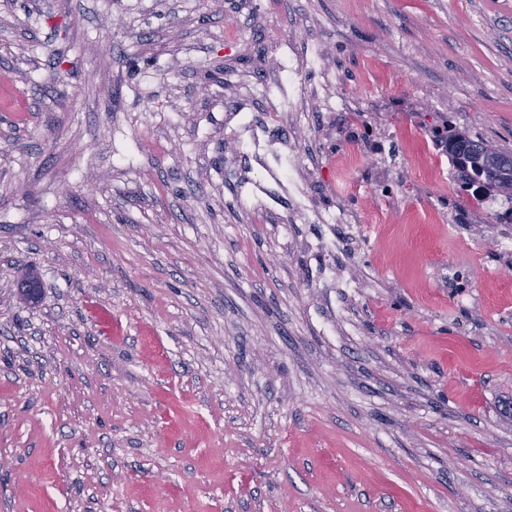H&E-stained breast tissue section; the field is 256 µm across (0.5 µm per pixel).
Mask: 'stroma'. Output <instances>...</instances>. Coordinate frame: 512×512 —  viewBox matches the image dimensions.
Listing matches in <instances>:
<instances>
[{"instance_id":"stroma-1","label":"stroma","mask_w":512,"mask_h":512,"mask_svg":"<svg viewBox=\"0 0 512 512\" xmlns=\"http://www.w3.org/2000/svg\"><path fill=\"white\" fill-rule=\"evenodd\" d=\"M292 66L272 151L383 206L348 97L386 223L246 202ZM447 121L512 150V0H0V512H512V224L430 178ZM284 81L279 86L283 91L284 87L288 85V112H303L304 103L311 90L307 88L306 82L298 71L295 69H288V74L285 75ZM390 133L378 138L370 139V153L374 157L370 169V180L376 182H388L394 171L402 164L398 150L390 142Z\"/></svg>"}]
</instances>
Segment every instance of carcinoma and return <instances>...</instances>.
I'll return each mask as SVG.
<instances>
[{
  "label": "carcinoma",
  "mask_w": 512,
  "mask_h": 512,
  "mask_svg": "<svg viewBox=\"0 0 512 512\" xmlns=\"http://www.w3.org/2000/svg\"><path fill=\"white\" fill-rule=\"evenodd\" d=\"M444 143L455 163V178L462 191L482 195L504 192L503 186L490 173L503 156L512 154L511 150L499 148L451 124L445 127Z\"/></svg>",
  "instance_id": "cac0c4a2"
}]
</instances>
